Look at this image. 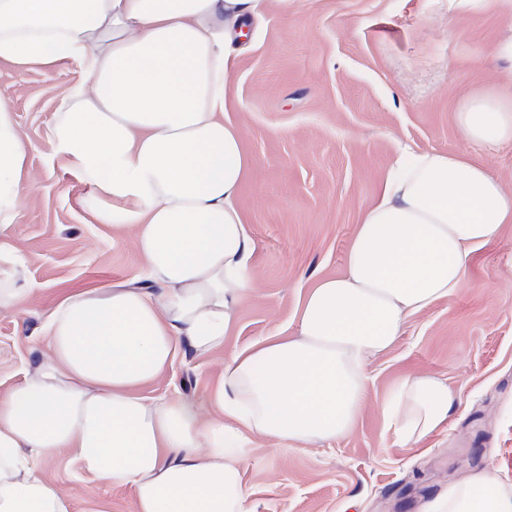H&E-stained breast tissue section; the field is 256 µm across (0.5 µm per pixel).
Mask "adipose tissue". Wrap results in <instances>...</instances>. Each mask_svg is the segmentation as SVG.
<instances>
[{
  "label": "adipose tissue",
  "mask_w": 512,
  "mask_h": 512,
  "mask_svg": "<svg viewBox=\"0 0 512 512\" xmlns=\"http://www.w3.org/2000/svg\"><path fill=\"white\" fill-rule=\"evenodd\" d=\"M258 0H0V58L79 64L46 138L93 185L100 223L132 231L147 286L64 297L47 317L49 351L0 398V512H72L40 462L67 452L80 472L130 488L137 512H246L251 433L319 445L353 432L368 362L406 321L454 296L470 252L512 223V187L459 155L422 151L388 172L341 276L306 296L296 335L224 360L202 400L145 402L140 387L181 347L223 348L256 285L255 241L238 204L251 161L225 121L229 76ZM470 142H512V96L467 98ZM34 173L0 99V312L19 308L26 258L18 194ZM459 403L439 377L406 375L381 413L402 444L440 430ZM422 512H512V485L481 473L450 483Z\"/></svg>",
  "instance_id": "obj_1"
}]
</instances>
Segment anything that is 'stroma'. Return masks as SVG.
<instances>
[{
	"label": "stroma",
	"instance_id": "stroma-1",
	"mask_svg": "<svg viewBox=\"0 0 512 512\" xmlns=\"http://www.w3.org/2000/svg\"><path fill=\"white\" fill-rule=\"evenodd\" d=\"M259 13L224 114L252 161L239 204L258 283L223 348H182L140 388L150 401L203 396L225 356L295 335L304 297L343 273L364 211L403 153L464 155L512 183V143L468 142L456 123L473 93L512 92V69L494 56L512 27L499 0L456 13L448 0H260ZM82 78L74 62L0 58V96L40 175L19 197L30 294L0 314V396L33 374L47 352L44 322L65 296L146 281L130 234L98 222L93 186L46 140L62 94ZM413 372L445 380L461 404L440 431L404 447L379 406ZM366 373L367 408L350 435L306 448L253 443L242 473L248 512H421L480 471L512 484V223L471 253L461 291L412 316ZM43 474L71 495L74 512H136L131 489L87 481L65 453L45 461Z\"/></svg>",
	"mask_w": 512,
	"mask_h": 512
}]
</instances>
